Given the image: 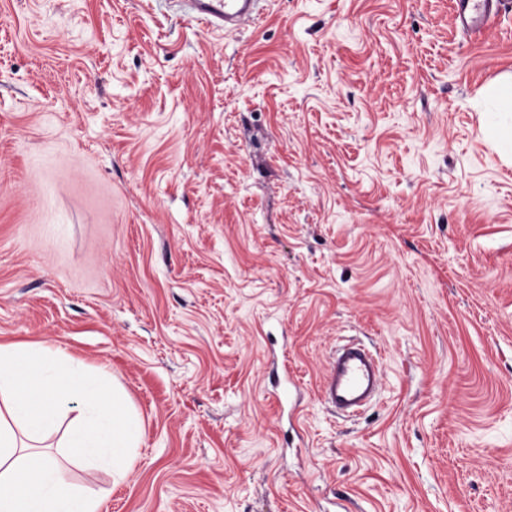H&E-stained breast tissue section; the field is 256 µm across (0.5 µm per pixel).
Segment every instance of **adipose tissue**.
I'll return each mask as SVG.
<instances>
[{
  "label": "adipose tissue",
  "mask_w": 512,
  "mask_h": 512,
  "mask_svg": "<svg viewBox=\"0 0 512 512\" xmlns=\"http://www.w3.org/2000/svg\"><path fill=\"white\" fill-rule=\"evenodd\" d=\"M80 413L67 446L75 464L125 480L140 445L139 420L119 389L41 343H0V512H101L103 499L66 481L51 455L29 458V442L55 430L69 403Z\"/></svg>",
  "instance_id": "adipose-tissue-1"
}]
</instances>
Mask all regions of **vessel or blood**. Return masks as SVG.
I'll return each instance as SVG.
<instances>
[{"label":"vessel or blood","instance_id":"1","mask_svg":"<svg viewBox=\"0 0 512 512\" xmlns=\"http://www.w3.org/2000/svg\"><path fill=\"white\" fill-rule=\"evenodd\" d=\"M197 18L213 27L234 29L261 15L262 0H186ZM512 12V0H454L461 28L476 36L503 11ZM383 370L378 351L357 343L337 347L328 360L320 388L322 402L345 417L363 412L376 397Z\"/></svg>","mask_w":512,"mask_h":512}]
</instances>
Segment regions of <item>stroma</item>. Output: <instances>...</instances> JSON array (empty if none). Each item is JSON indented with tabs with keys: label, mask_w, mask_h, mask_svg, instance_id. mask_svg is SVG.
<instances>
[{
	"label": "stroma",
	"mask_w": 512,
	"mask_h": 512,
	"mask_svg": "<svg viewBox=\"0 0 512 512\" xmlns=\"http://www.w3.org/2000/svg\"><path fill=\"white\" fill-rule=\"evenodd\" d=\"M453 9L0 0V342L122 385L129 475L67 469L106 512H512V13ZM195 17L211 27L231 30L261 16L262 0H185ZM512 12L510 0H455L454 14L460 27L469 35L476 36L502 11ZM382 370L377 350L351 342L340 345L329 357L320 398L344 417L357 416L377 396Z\"/></svg>",
	"instance_id": "1"
}]
</instances>
